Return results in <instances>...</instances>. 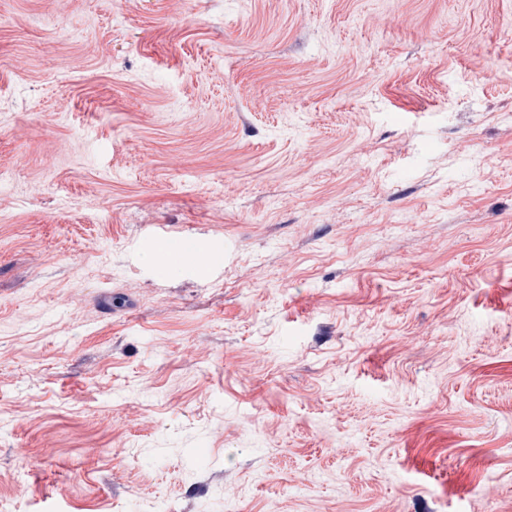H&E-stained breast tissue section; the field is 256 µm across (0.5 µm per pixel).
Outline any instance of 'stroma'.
<instances>
[{
    "label": "stroma",
    "instance_id": "stroma-1",
    "mask_svg": "<svg viewBox=\"0 0 512 512\" xmlns=\"http://www.w3.org/2000/svg\"><path fill=\"white\" fill-rule=\"evenodd\" d=\"M0 512H512V0H0Z\"/></svg>",
    "mask_w": 512,
    "mask_h": 512
}]
</instances>
